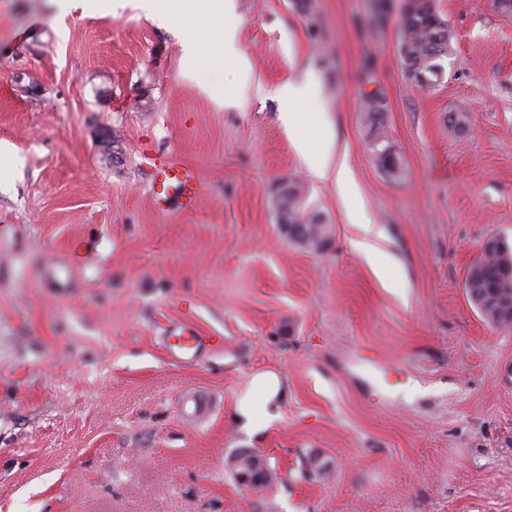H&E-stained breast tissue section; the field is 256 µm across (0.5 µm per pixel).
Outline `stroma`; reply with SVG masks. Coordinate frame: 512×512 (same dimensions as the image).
Returning a JSON list of instances; mask_svg holds the SVG:
<instances>
[{
    "label": "stroma",
    "mask_w": 512,
    "mask_h": 512,
    "mask_svg": "<svg viewBox=\"0 0 512 512\" xmlns=\"http://www.w3.org/2000/svg\"><path fill=\"white\" fill-rule=\"evenodd\" d=\"M98 2L0 0V512H512V330L464 290L483 242L512 241V16L437 0L455 41L425 91L398 54L403 0L382 19L378 0H235L243 94L219 29L191 55L136 0ZM307 80L300 109L328 124L306 136L346 162L351 199L281 117L280 88ZM146 147L199 168L194 211L153 210ZM292 180L331 226L324 251L277 223ZM175 322L224 344L173 362ZM263 371L286 396L249 435L236 403ZM241 448L272 488L236 482Z\"/></svg>",
    "instance_id": "stroma-1"
}]
</instances>
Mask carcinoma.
<instances>
[{
	"instance_id": "cac0c4a2",
	"label": "carcinoma",
	"mask_w": 512,
	"mask_h": 512,
	"mask_svg": "<svg viewBox=\"0 0 512 512\" xmlns=\"http://www.w3.org/2000/svg\"><path fill=\"white\" fill-rule=\"evenodd\" d=\"M442 14L436 0H425L419 8H403L399 22L398 53L407 76L418 80V74L436 75L442 60L452 49L451 27L436 24ZM375 129H380L383 106L374 95L365 99ZM278 220L288 226V239L311 251L331 241L330 225L321 214L309 210L306 190L299 181H290L281 188L275 200ZM476 288L472 305L491 326L512 330V315L503 301L512 298V245L503 237L486 239L481 255L470 265Z\"/></svg>"
}]
</instances>
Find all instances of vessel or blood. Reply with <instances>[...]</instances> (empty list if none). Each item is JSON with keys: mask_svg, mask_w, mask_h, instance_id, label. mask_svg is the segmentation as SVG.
I'll return each instance as SVG.
<instances>
[{"mask_svg": "<svg viewBox=\"0 0 512 512\" xmlns=\"http://www.w3.org/2000/svg\"><path fill=\"white\" fill-rule=\"evenodd\" d=\"M150 177L151 196L158 212L195 210L204 183L194 165L175 153L155 157L151 160ZM223 342V337L205 336L193 326L182 325L166 337L165 347L173 359L195 365Z\"/></svg>", "mask_w": 512, "mask_h": 512, "instance_id": "obj_1", "label": "vessel or blood"}]
</instances>
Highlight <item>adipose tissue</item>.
I'll return each instance as SVG.
<instances>
[{"mask_svg": "<svg viewBox=\"0 0 512 512\" xmlns=\"http://www.w3.org/2000/svg\"><path fill=\"white\" fill-rule=\"evenodd\" d=\"M315 90L310 83H288L279 91V102L283 117L288 122V127L295 134V145L306 162L311 173L318 179L334 178L340 194L351 198L356 194L355 185L346 167L331 168L329 156L323 151L317 150L303 136L304 128L320 124L322 116L317 112L298 111V104L312 98ZM256 383L261 386L266 396L268 409L266 412H258L255 408L251 393H243L237 404V413L242 429L249 434L258 433L266 429L273 420L270 411L284 395L282 381L278 375L272 372H263L255 377Z\"/></svg>", "mask_w": 512, "mask_h": 512, "instance_id": "ef3b65f1", "label": "adipose tissue"}]
</instances>
